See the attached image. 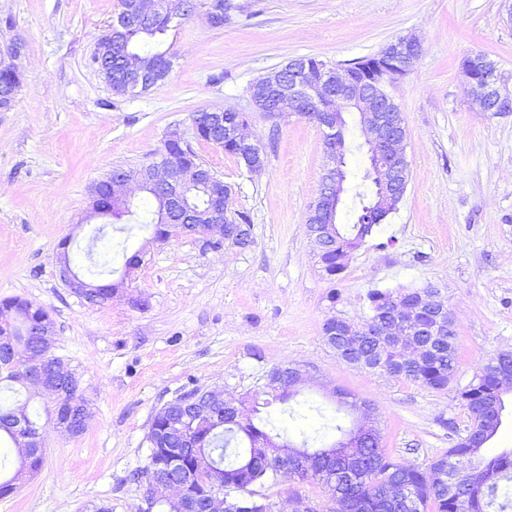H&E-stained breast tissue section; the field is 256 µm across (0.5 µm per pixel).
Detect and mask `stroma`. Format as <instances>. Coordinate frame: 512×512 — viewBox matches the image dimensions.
<instances>
[{"label": "stroma", "instance_id": "stroma-1", "mask_svg": "<svg viewBox=\"0 0 512 512\" xmlns=\"http://www.w3.org/2000/svg\"><path fill=\"white\" fill-rule=\"evenodd\" d=\"M119 9V0H0V41L25 42L23 85L0 112V299L19 296L51 312L54 353L92 408L86 431L72 437L56 428L49 396L20 387L42 428L44 462L0 499V512H86L91 502L137 512L144 487L128 475L146 461L154 413L186 387L235 399L261 390L284 365L299 367L304 382L270 409L281 435L323 436L326 414L353 425L357 415L338 410L336 387L375 407L381 445L397 462L428 465L451 446L447 422L467 425L459 389L512 351V112L481 111L464 93L462 70L466 56L485 54L512 93V7L231 0L223 27L200 13L169 32L171 72L137 97L115 94L91 63ZM410 34L422 39L420 59L384 85L405 119L409 183L397 211L332 282L306 228L323 172L321 131L297 116L268 120L249 87L294 58L350 63ZM202 108L248 113L265 147L259 172L198 140L192 116ZM174 130L231 186V210L250 219L247 248L206 249L184 237L155 244L147 230L89 215L90 187L113 169L157 161ZM65 239L85 279L120 283L110 303L89 306L60 280ZM136 252L141 265L126 271ZM430 284L455 323L458 367L448 389L356 368L324 344L328 318L367 315L370 289Z\"/></svg>", "mask_w": 512, "mask_h": 512}]
</instances>
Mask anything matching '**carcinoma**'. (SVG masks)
Returning <instances> with one entry per match:
<instances>
[{
    "mask_svg": "<svg viewBox=\"0 0 512 512\" xmlns=\"http://www.w3.org/2000/svg\"><path fill=\"white\" fill-rule=\"evenodd\" d=\"M177 20L166 10H158L143 16L137 27L124 30L122 50L102 59L92 56V64L100 70L104 67L120 73L129 67L154 63L167 79L171 71V59L164 44L168 32ZM23 74L18 66L0 62V106L10 104L22 86ZM162 153L174 158L187 176H192L206 164L200 160L192 147L185 143L165 141ZM349 224H333L330 227L332 240L326 241L317 233V225L307 228L314 249L321 262L324 275L334 281L346 266L341 263L345 251L352 243L363 245L374 228L385 221L383 216H374L367 223L359 222L361 209L366 204L362 185L354 183ZM205 190L193 189L187 197L193 209L190 219L201 220L209 208ZM161 203L154 195L140 204L114 205L112 212H103L100 217L120 220L125 215H138L140 224L152 229L153 238L170 240L179 236L181 216L175 215L165 222L160 215ZM423 289H372L367 298L371 315L355 322L340 318L336 335L323 336L324 343L334 352L336 358L346 364H370L364 369L371 372L390 370L406 380L433 390H445L457 369L456 335L434 341L435 351L408 365L397 363L393 342L384 335L391 311L384 308L390 299L401 295L416 297ZM12 308L16 313V340L26 349L32 350L55 364L59 358L54 355L56 337L44 341L41 336L25 334V324L36 321L51 331H56L55 321L46 308L22 297H11L0 301V309ZM512 380V352L502 351L489 359L464 390L470 392L466 404L469 427L483 436L479 443H472L454 434V424H448L453 445L447 452L431 460L428 470L418 466H404L394 461L380 445V437L341 449L334 460L316 462L312 469L304 470L293 477L271 470L266 452L260 445L267 440L281 438L272 433L264 410L272 403L286 402L277 391L275 370L266 375L263 388L245 402L252 407V415L244 419L231 411L215 420L209 431L198 441L200 451L183 448V439L193 433L194 428L183 411L172 408L167 414L152 420L147 433L151 448H177L178 455L148 453L143 467L131 472L129 479L147 484L151 468L172 463L178 469L191 473L196 468V454L224 476V485L235 486L248 495L258 493L266 498L273 496L275 488L295 479L324 486L343 506V512H512V449L487 458L482 448L498 433L505 408L502 385ZM24 418V431L37 430L36 422L27 413L26 405L0 404V449L4 450L3 460H8L10 449L17 447L19 433L13 428L15 414ZM467 459L471 468L458 470L453 482H448V459ZM43 453L29 457L16 456V466H0V496L15 491L17 477L33 474L43 463Z\"/></svg>",
    "mask_w": 512,
    "mask_h": 512,
    "instance_id": "1",
    "label": "carcinoma"
}]
</instances>
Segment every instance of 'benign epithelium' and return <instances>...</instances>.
Returning a JSON list of instances; mask_svg holds the SVG:
<instances>
[{
    "label": "benign epithelium",
    "mask_w": 512,
    "mask_h": 512,
    "mask_svg": "<svg viewBox=\"0 0 512 512\" xmlns=\"http://www.w3.org/2000/svg\"><path fill=\"white\" fill-rule=\"evenodd\" d=\"M422 54V43L415 36L399 38L386 45L375 56L370 64L373 79L359 82L352 78L344 68H324L317 75L309 73L307 68L291 66L280 67L279 77H271L257 88L260 94L272 95L275 108L269 118L280 119L289 111L299 117L315 122L323 136V152L326 166L323 170L319 195L311 206L307 218L320 219L322 224L335 223L343 204L346 193V174L339 164V156L345 151L343 129L345 126L342 109L357 112L360 116L362 137L361 148L365 149L368 166L373 179L374 191L369 199V208L376 214L392 209L401 199L406 189L405 171L409 166L405 153L406 126L402 112L393 98L378 90L385 78L393 75H405L412 70ZM466 77L465 92L477 101L486 112H512V95L501 91V77L492 64L482 65L476 56L467 57L463 62ZM207 121L219 133L236 142L245 149L247 170L255 171L263 167L260 159L261 145L250 140L246 134L247 126L240 124L224 127V113L213 111L207 113ZM224 137V138H226ZM224 138L216 140V144H224ZM197 179L206 185L212 193L209 211V223H188L182 227L181 235L201 236L212 242H224V225L232 222L228 215L229 209L224 203V181L213 171L205 169L198 173ZM186 177L175 163L162 157L150 164L149 175L143 180L129 177L123 172L117 173L112 180L91 188V213L101 211V190L108 192V198L119 204L128 202L132 189L150 187L170 193V190H182ZM70 239H65L58 256L59 273L65 284L78 295H86L87 289L96 284L85 281L75 272L70 263L67 248ZM419 307L432 313L435 324L426 327L423 333L441 336L447 317L448 307L439 297V291L433 286L428 287L420 295ZM15 316L0 315V357L12 360L21 356L14 340ZM419 329L416 314L406 306L403 297L394 298V319L389 327V336L396 343L394 351L401 357L405 354L418 357L432 343L422 346L406 341ZM20 380L26 385L41 391H49L55 396L54 417L57 420L72 422L80 419L77 404L81 400L75 398L79 394L72 374L57 367V378L50 381L45 375L43 360L29 357L25 360L19 374ZM302 381L299 369H291V373L277 381L278 392L294 395ZM202 403L234 406V402L222 398L219 390H209L202 396L181 401L185 406L196 407ZM276 469L281 472L296 473L312 465L311 453L290 452L277 444L267 450ZM184 476L178 469L165 467L154 473L151 488L144 492L140 512H155L159 503L158 489L183 492ZM214 490L204 501L203 512H224L228 504L229 492L224 490V482L213 476L209 477Z\"/></svg>",
    "instance_id": "benign-epithelium-1"
}]
</instances>
